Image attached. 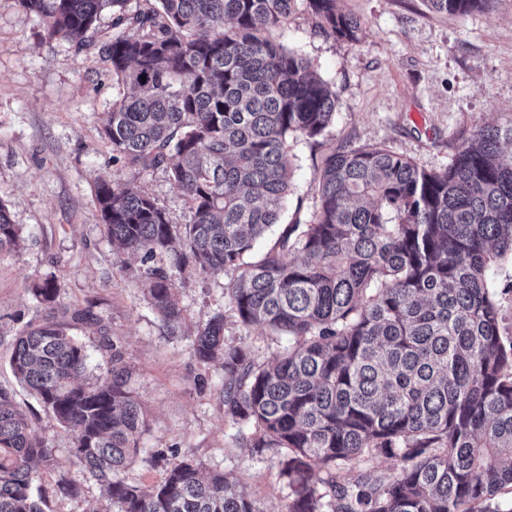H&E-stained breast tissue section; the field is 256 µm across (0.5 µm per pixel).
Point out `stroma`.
I'll return each mask as SVG.
<instances>
[{
    "mask_svg": "<svg viewBox=\"0 0 512 512\" xmlns=\"http://www.w3.org/2000/svg\"><path fill=\"white\" fill-rule=\"evenodd\" d=\"M361 23L358 42L324 33L298 9L279 30L287 48L309 59L336 96V114L323 133L290 143L291 192L279 227L258 240L261 256L282 226L307 223L316 204L324 159L348 147L382 144L428 170L446 168L477 126L512 121V0L457 16L428 10L424 0H340ZM125 86L97 56L70 42L48 39L41 21L18 0H0V203L23 229L20 249L0 252V391L30 418L54 449L37 486L44 512H93L99 490L70 456L72 433L22 387L9 366L15 337L47 316L68 324L92 365L103 364L102 336L119 339L130 386L147 413L145 451L176 446L204 472L232 477L259 512H286L282 454L248 455L224 415L219 364L198 363L188 335L197 323L225 310L231 274L178 275L176 296L184 335L168 333L145 295L140 255L117 253L93 196L96 180L141 188L175 224L187 223L184 192L163 169L138 171L116 164L100 132L101 118ZM46 278L58 285L48 311L30 292ZM224 339L245 345L258 361L287 346V337L227 317ZM79 484L70 499L54 491L59 477Z\"/></svg>",
    "mask_w": 512,
    "mask_h": 512,
    "instance_id": "stroma-1",
    "label": "stroma"
}]
</instances>
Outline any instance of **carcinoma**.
Segmentation results:
<instances>
[{"instance_id":"1","label":"carcinoma","mask_w":512,"mask_h":512,"mask_svg":"<svg viewBox=\"0 0 512 512\" xmlns=\"http://www.w3.org/2000/svg\"><path fill=\"white\" fill-rule=\"evenodd\" d=\"M50 39L94 51L130 92L102 131L113 162L164 168L191 218L173 224L148 194L97 179L112 244L142 254L147 298L182 334L174 277L191 266L228 271L230 311L288 346L258 362L224 341V312L190 337L201 364L221 362L224 416L252 455L287 450V512H512V336L499 325L489 271L512 255V122L478 128L448 167L427 170L383 145L329 155L306 224L288 225L250 259L290 192L289 143L322 134L336 96L311 61L278 41L303 5L324 33L358 41L360 22L337 0H18ZM465 14L487 0H426ZM105 10L111 31L99 30ZM0 203V251L23 243ZM51 307L56 284H34ZM102 373L85 346L47 320L15 338L16 378L74 438L75 465L116 512H259L221 472L204 477L177 447L152 486L128 483L146 413L128 387L121 346ZM366 456L397 457L385 480L342 471ZM49 441L0 393V512H43L32 484L53 464ZM326 476L312 480L317 467Z\"/></svg>"}]
</instances>
